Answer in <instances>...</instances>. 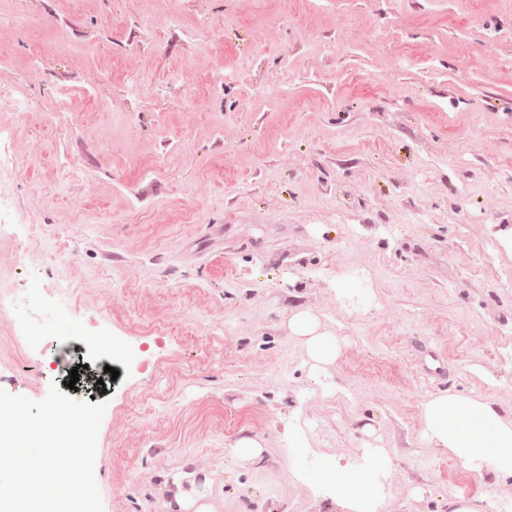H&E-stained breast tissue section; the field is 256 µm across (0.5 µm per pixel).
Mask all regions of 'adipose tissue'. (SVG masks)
Masks as SVG:
<instances>
[{"instance_id": "obj_1", "label": "adipose tissue", "mask_w": 512, "mask_h": 512, "mask_svg": "<svg viewBox=\"0 0 512 512\" xmlns=\"http://www.w3.org/2000/svg\"><path fill=\"white\" fill-rule=\"evenodd\" d=\"M293 332L302 338L314 365L334 360L336 346L320 334L315 317L306 312L293 315ZM422 436L435 448L453 453L469 470L478 474L512 476V421L481 397H459L449 392L432 396L422 406ZM366 462L353 466L328 460L322 487L336 491L344 512H375L383 496L384 480L391 471L386 449L368 448Z\"/></svg>"}]
</instances>
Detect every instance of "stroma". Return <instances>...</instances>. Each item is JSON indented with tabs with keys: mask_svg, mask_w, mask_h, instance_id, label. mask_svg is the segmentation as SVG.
Segmentation results:
<instances>
[{
	"mask_svg": "<svg viewBox=\"0 0 512 512\" xmlns=\"http://www.w3.org/2000/svg\"><path fill=\"white\" fill-rule=\"evenodd\" d=\"M0 48L32 105L0 110V289L30 299L0 390L105 403L104 512H336L309 486L368 443L378 512H512V476L420 435L443 391L512 419V0H0ZM293 332L303 338V344L307 355L318 368L321 364H327L336 357V346L329 336L317 333L318 323L316 318L307 313L299 312L293 315L290 321Z\"/></svg>",
	"mask_w": 512,
	"mask_h": 512,
	"instance_id": "stroma-1",
	"label": "stroma"
}]
</instances>
